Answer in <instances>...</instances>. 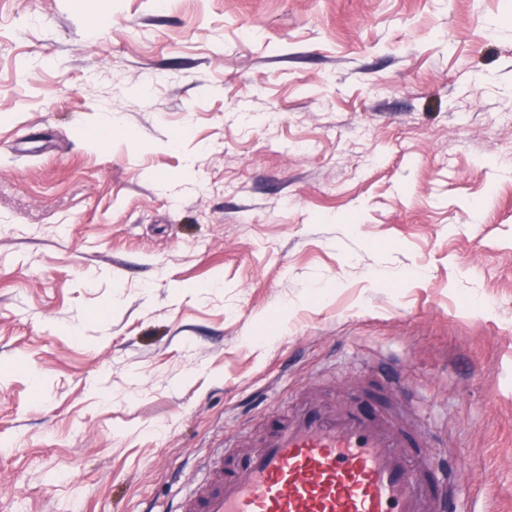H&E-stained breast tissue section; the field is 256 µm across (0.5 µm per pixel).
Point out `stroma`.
<instances>
[{
	"instance_id": "1",
	"label": "stroma",
	"mask_w": 512,
	"mask_h": 512,
	"mask_svg": "<svg viewBox=\"0 0 512 512\" xmlns=\"http://www.w3.org/2000/svg\"><path fill=\"white\" fill-rule=\"evenodd\" d=\"M502 112L512 0H0V512H168L305 398L512 512Z\"/></svg>"
}]
</instances>
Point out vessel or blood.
I'll return each instance as SVG.
<instances>
[{"label":"vessel or blood","mask_w":512,"mask_h":512,"mask_svg":"<svg viewBox=\"0 0 512 512\" xmlns=\"http://www.w3.org/2000/svg\"><path fill=\"white\" fill-rule=\"evenodd\" d=\"M453 474L399 411L307 402L172 512H450Z\"/></svg>","instance_id":"obj_1"}]
</instances>
